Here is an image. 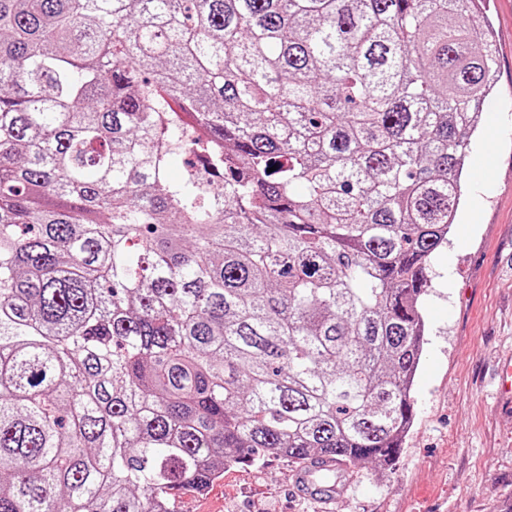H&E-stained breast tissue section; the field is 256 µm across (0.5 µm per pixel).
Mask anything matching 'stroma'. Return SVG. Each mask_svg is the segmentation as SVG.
I'll return each mask as SVG.
<instances>
[{
	"instance_id": "1",
	"label": "stroma",
	"mask_w": 512,
	"mask_h": 512,
	"mask_svg": "<svg viewBox=\"0 0 512 512\" xmlns=\"http://www.w3.org/2000/svg\"><path fill=\"white\" fill-rule=\"evenodd\" d=\"M498 81L472 139L464 194L421 298L426 344L414 420L390 466L353 469L332 512H512V403L494 378L512 355V0H485ZM295 466L233 464L178 512H319L291 491Z\"/></svg>"
}]
</instances>
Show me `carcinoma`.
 <instances>
[{
    "label": "carcinoma",
    "mask_w": 512,
    "mask_h": 512,
    "mask_svg": "<svg viewBox=\"0 0 512 512\" xmlns=\"http://www.w3.org/2000/svg\"><path fill=\"white\" fill-rule=\"evenodd\" d=\"M496 70L477 0H0V512L395 461Z\"/></svg>",
    "instance_id": "1"
}]
</instances>
